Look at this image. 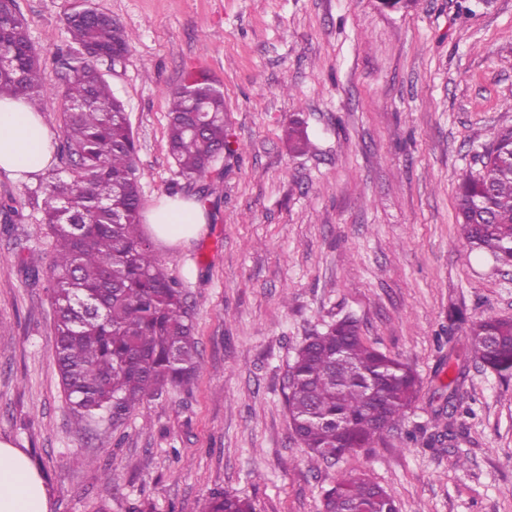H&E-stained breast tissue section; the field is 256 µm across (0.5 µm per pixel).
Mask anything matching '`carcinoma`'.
<instances>
[{"label":"carcinoma","mask_w":512,"mask_h":512,"mask_svg":"<svg viewBox=\"0 0 512 512\" xmlns=\"http://www.w3.org/2000/svg\"><path fill=\"white\" fill-rule=\"evenodd\" d=\"M70 40L53 54L59 72L67 159L30 191L53 238L45 290L54 312L52 354L76 424L116 425L136 404L189 383L201 370L190 306L179 281L157 261L141 231L143 205L137 142L123 103L95 66L102 52L126 55L133 38L90 0H71L65 13ZM0 97L43 96L40 54L31 44L17 0L0 5ZM288 147L304 152L309 138L291 122ZM169 153L180 177L203 185L228 147L224 92L204 74L188 76L170 94ZM482 170L460 175L458 224L471 248L512 262V135L481 158ZM465 325L471 357L501 376L512 375V318L493 316ZM420 390L416 371L374 347L347 317L309 336L287 365L284 396L293 433L311 460L328 463L383 442L389 425L405 420ZM206 512H254L235 494L213 496ZM322 512H398L395 498L364 474L326 489Z\"/></svg>","instance_id":"cac0c4a2"}]
</instances>
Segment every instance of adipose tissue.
<instances>
[{"label":"adipose tissue","mask_w":512,"mask_h":512,"mask_svg":"<svg viewBox=\"0 0 512 512\" xmlns=\"http://www.w3.org/2000/svg\"><path fill=\"white\" fill-rule=\"evenodd\" d=\"M53 137L41 113L24 98L0 99V171L10 178L34 180L52 162ZM154 233L175 244L202 233L205 218L193 200L168 197L153 207ZM0 512H49L46 486L28 456L0 441Z\"/></svg>","instance_id":"1"}]
</instances>
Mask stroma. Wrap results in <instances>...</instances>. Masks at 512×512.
Listing matches in <instances>:
<instances>
[{
  "mask_svg": "<svg viewBox=\"0 0 512 512\" xmlns=\"http://www.w3.org/2000/svg\"><path fill=\"white\" fill-rule=\"evenodd\" d=\"M94 0L134 40L97 67L138 144L143 206L196 196L168 154V94L191 73L224 93L231 152L193 240L153 250L193 314L202 370L83 430L52 357L53 311L25 271L51 262L28 182L0 173V440L39 470L49 512H202L217 492L255 512H319L322 492L364 473L399 512H512V378L467 361L466 414L436 444L451 309L512 318V263L470 250L459 174L512 131V0ZM39 50L40 112L61 137L51 61L68 0H17ZM310 140L288 150L289 122ZM351 316L421 380L384 443L311 467L291 430L283 377L306 336Z\"/></svg>",
  "mask_w": 512,
  "mask_h": 512,
  "instance_id": "stroma-1",
  "label": "stroma"
}]
</instances>
